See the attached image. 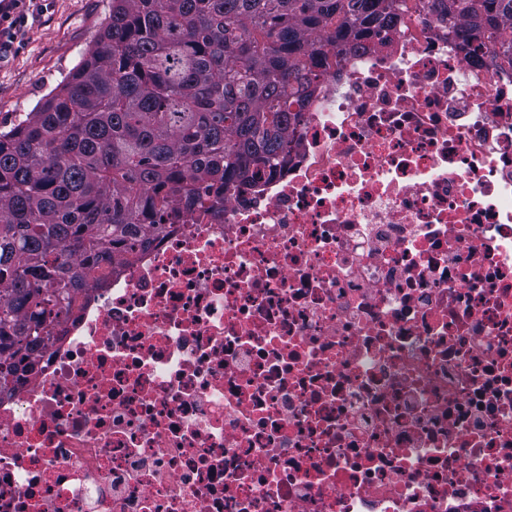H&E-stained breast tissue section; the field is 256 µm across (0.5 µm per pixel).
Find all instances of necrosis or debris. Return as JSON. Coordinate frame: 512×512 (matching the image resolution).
Here are the masks:
<instances>
[{"label": "necrosis or debris", "instance_id": "4bbe7bcc", "mask_svg": "<svg viewBox=\"0 0 512 512\" xmlns=\"http://www.w3.org/2000/svg\"><path fill=\"white\" fill-rule=\"evenodd\" d=\"M289 139L75 293L0 512H512V69L422 5Z\"/></svg>", "mask_w": 512, "mask_h": 512}]
</instances>
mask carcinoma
I'll return each instance as SVG.
<instances>
[{
    "instance_id": "obj_1",
    "label": "carcinoma",
    "mask_w": 512,
    "mask_h": 512,
    "mask_svg": "<svg viewBox=\"0 0 512 512\" xmlns=\"http://www.w3.org/2000/svg\"><path fill=\"white\" fill-rule=\"evenodd\" d=\"M448 32L512 65V0H430ZM409 0H112L89 58L0 132V393L53 344L76 291L288 156L320 79Z\"/></svg>"
}]
</instances>
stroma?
Listing matches in <instances>:
<instances>
[{
	"mask_svg": "<svg viewBox=\"0 0 512 512\" xmlns=\"http://www.w3.org/2000/svg\"><path fill=\"white\" fill-rule=\"evenodd\" d=\"M111 8L112 0H23L24 21L0 54V131L25 119L88 56Z\"/></svg>",
	"mask_w": 512,
	"mask_h": 512,
	"instance_id": "obj_1",
	"label": "stroma"
}]
</instances>
